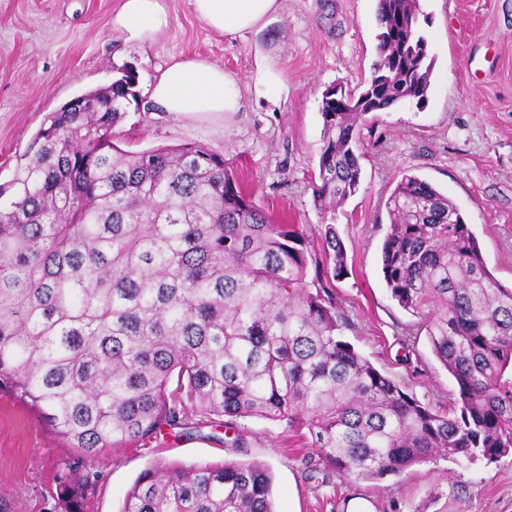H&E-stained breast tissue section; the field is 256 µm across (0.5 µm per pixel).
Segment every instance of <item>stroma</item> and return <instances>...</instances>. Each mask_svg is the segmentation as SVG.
I'll list each match as a JSON object with an SVG mask.
<instances>
[{
	"instance_id": "obj_1",
	"label": "stroma",
	"mask_w": 512,
	"mask_h": 512,
	"mask_svg": "<svg viewBox=\"0 0 512 512\" xmlns=\"http://www.w3.org/2000/svg\"><path fill=\"white\" fill-rule=\"evenodd\" d=\"M168 27L154 42L125 43L110 25L117 0H0V183L9 181L49 112L136 73L140 110L114 128L128 151L198 144L223 156L265 210L298 225L320 251L321 218L311 183L322 146V94L359 86L376 60V0H281L258 27L219 35L190 0H165ZM435 60L425 104L406 100L368 114L358 133L364 156L357 192L336 213L346 273L334 291L349 323L347 340L382 374L432 408L447 410L455 387L415 319L388 290L380 247L389 227L385 202L404 175L447 194L477 237L494 277L512 284V0H420ZM198 57L237 81L240 108L194 119L163 111L150 89L171 57ZM270 69L277 98L257 82ZM244 447L205 427L85 460L95 484L85 512H121L125 494L155 459L180 463L261 461L274 474L276 512H344L350 497L376 512H512V452L495 461L439 459L399 477L345 479L313 470V449L286 423L243 418ZM75 449L44 418L0 389V495L7 512H55L56 476Z\"/></svg>"
}]
</instances>
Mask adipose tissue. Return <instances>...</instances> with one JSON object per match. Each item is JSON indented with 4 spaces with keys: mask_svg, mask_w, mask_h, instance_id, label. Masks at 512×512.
Masks as SVG:
<instances>
[{
    "mask_svg": "<svg viewBox=\"0 0 512 512\" xmlns=\"http://www.w3.org/2000/svg\"><path fill=\"white\" fill-rule=\"evenodd\" d=\"M190 4L208 29L235 35L257 27L277 12L280 0H190ZM111 26L128 43L154 40L168 26L164 2L120 0ZM150 97L161 111L186 118L239 109L235 79L223 67L192 57L172 58L152 85Z\"/></svg>",
    "mask_w": 512,
    "mask_h": 512,
    "instance_id": "adipose-tissue-1",
    "label": "adipose tissue"
}]
</instances>
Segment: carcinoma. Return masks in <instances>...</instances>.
Returning <instances> with one entry per match:
<instances>
[{"label":"carcinoma","instance_id":"carcinoma-1","mask_svg":"<svg viewBox=\"0 0 512 512\" xmlns=\"http://www.w3.org/2000/svg\"><path fill=\"white\" fill-rule=\"evenodd\" d=\"M376 22L374 82L321 102L318 258L223 157L114 143L140 106L128 68L84 93L85 108L50 113L0 184V387L80 455L252 417L307 430L315 467L344 478L512 450V287L448 196L415 175L386 202L381 270L456 399L434 411L345 339L335 221L360 184L357 127L405 99L424 103L434 69L419 0H377ZM58 480L61 512H81L90 475L67 461ZM121 512H275L272 472L157 459Z\"/></svg>","mask_w":512,"mask_h":512}]
</instances>
